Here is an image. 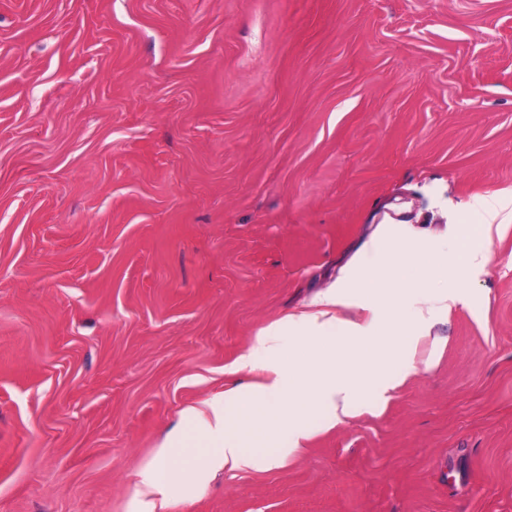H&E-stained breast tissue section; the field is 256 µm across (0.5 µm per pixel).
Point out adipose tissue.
I'll return each mask as SVG.
<instances>
[{
    "mask_svg": "<svg viewBox=\"0 0 512 512\" xmlns=\"http://www.w3.org/2000/svg\"><path fill=\"white\" fill-rule=\"evenodd\" d=\"M511 206L512 196L485 199L484 223L463 227L455 268L472 272L487 265L489 254L481 242ZM411 233L408 225H387L389 251L383 265L351 272L320 297L317 313L272 324L257 336L241 365L262 366L267 379L239 386L212 398L204 409L182 414L179 425L140 473V486L148 498L141 501L138 512H155L157 502L192 495L214 470L280 466L283 453L271 449L280 430H287L292 446H299L312 412H321L326 423H338L346 417L351 400L378 388L380 378L396 362L398 343L416 337L412 319L391 313L397 295L383 287L385 276H400L403 244ZM340 307H357L364 314L340 316L336 313ZM325 336L333 337L334 345L319 350L314 363L282 368L279 359L285 341L318 347Z\"/></svg>",
    "mask_w": 512,
    "mask_h": 512,
    "instance_id": "1",
    "label": "adipose tissue"
}]
</instances>
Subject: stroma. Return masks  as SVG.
<instances>
[{"instance_id":"35a3bbf8","label":"stroma","mask_w":512,"mask_h":512,"mask_svg":"<svg viewBox=\"0 0 512 512\" xmlns=\"http://www.w3.org/2000/svg\"><path fill=\"white\" fill-rule=\"evenodd\" d=\"M512 195V0H0V512H134L269 324ZM384 397L164 512H512V212Z\"/></svg>"}]
</instances>
